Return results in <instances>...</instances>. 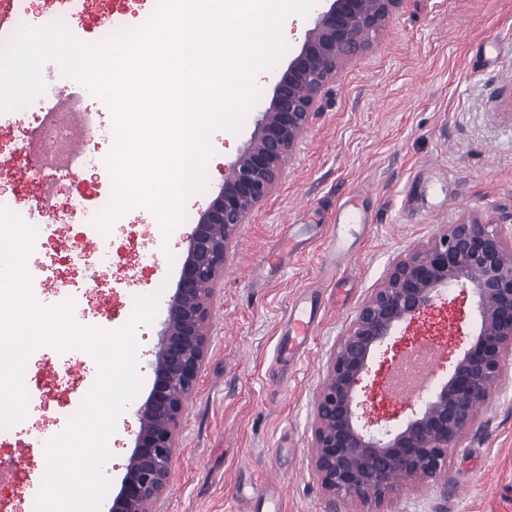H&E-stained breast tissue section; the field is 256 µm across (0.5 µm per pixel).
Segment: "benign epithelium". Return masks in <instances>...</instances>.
Returning a JSON list of instances; mask_svg holds the SVG:
<instances>
[{
  "mask_svg": "<svg viewBox=\"0 0 512 512\" xmlns=\"http://www.w3.org/2000/svg\"><path fill=\"white\" fill-rule=\"evenodd\" d=\"M300 51L277 77L269 106L247 146L224 167V184L190 237L154 359V383L136 409L140 427L111 512H158L178 447L184 403L210 344L215 286L240 225L272 193L340 70L365 50L402 0H324ZM467 280L478 313L474 343L448 377L399 427L360 425L359 386L376 352L398 327ZM512 353V239L501 224H451L391 264L383 281L338 338L314 396L313 474L332 499L382 502L401 482L435 478L448 453L466 447Z\"/></svg>",
  "mask_w": 512,
  "mask_h": 512,
  "instance_id": "obj_1",
  "label": "benign epithelium"
}]
</instances>
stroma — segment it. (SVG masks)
<instances>
[{
	"label": "stroma",
	"instance_id": "35a3bbf8",
	"mask_svg": "<svg viewBox=\"0 0 512 512\" xmlns=\"http://www.w3.org/2000/svg\"><path fill=\"white\" fill-rule=\"evenodd\" d=\"M144 0H98L79 41L89 44L102 18L145 14ZM276 70L239 134L216 137L208 186L187 206L170 252L155 216L134 212L109 228L112 282L100 280L98 256L67 262L75 227L44 237L37 250L45 291L38 303L75 302L81 326L115 331L130 319L129 298L160 293L156 321L139 325L137 402L148 396L161 321L176 287L188 228L224 180V166L249 142L268 106ZM15 113H0V167L23 165L15 193L35 205L49 180H65L46 160L27 158ZM354 204L365 224L336 229ZM512 214V0H404L370 46L337 75L322 115L304 134L279 183L241 225L211 307V342L186 402L179 446L160 512H264L279 496L282 512H512V356L464 450L451 452L435 479L400 484L381 504L331 501L312 474L314 395L339 336L384 278L393 260L428 243L448 225ZM342 233L339 255L328 251ZM314 299L318 323L309 351L280 357L294 303ZM477 330L470 283L453 285L403 324L379 350L362 385L361 422L369 430L401 425L418 397L391 398L384 380L417 344L447 352L434 367L448 376ZM97 376L82 351L36 349L23 370L27 418L0 432V512H30L46 471L45 443L64 429L70 407ZM135 404L112 436L123 458L108 461L118 491L137 434Z\"/></svg>",
	"mask_w": 512,
	"mask_h": 512
}]
</instances>
